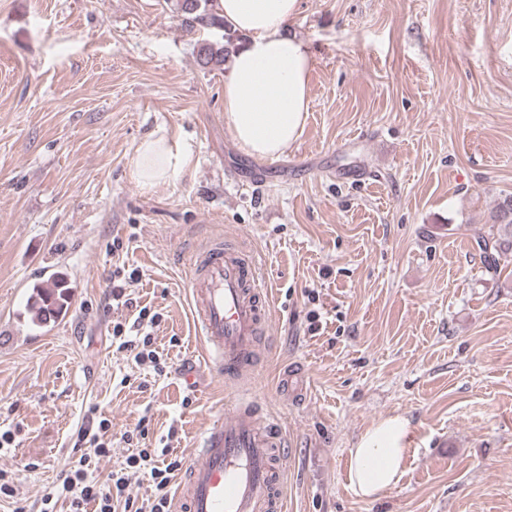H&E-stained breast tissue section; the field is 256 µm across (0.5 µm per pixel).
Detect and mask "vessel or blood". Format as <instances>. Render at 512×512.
I'll return each instance as SVG.
<instances>
[{
  "mask_svg": "<svg viewBox=\"0 0 512 512\" xmlns=\"http://www.w3.org/2000/svg\"><path fill=\"white\" fill-rule=\"evenodd\" d=\"M187 288L205 358L236 400L192 450L178 498L185 512H273L284 505L278 487L285 440L273 419L253 413L246 372L269 327L273 290L253 252L220 238L196 251Z\"/></svg>",
  "mask_w": 512,
  "mask_h": 512,
  "instance_id": "b4317fda",
  "label": "vessel or blood"
}]
</instances>
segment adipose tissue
<instances>
[{
    "label": "adipose tissue",
    "mask_w": 512,
    "mask_h": 512,
    "mask_svg": "<svg viewBox=\"0 0 512 512\" xmlns=\"http://www.w3.org/2000/svg\"><path fill=\"white\" fill-rule=\"evenodd\" d=\"M301 0H218V13L247 42L234 51L224 81V122L248 155L273 159L298 138L309 109L310 51L287 27ZM189 146L148 135L135 149L133 173L144 190L179 175ZM411 440L406 418L390 416L367 429L349 450L348 476L358 498L374 500L394 486Z\"/></svg>",
    "instance_id": "ef3b65f1"
}]
</instances>
